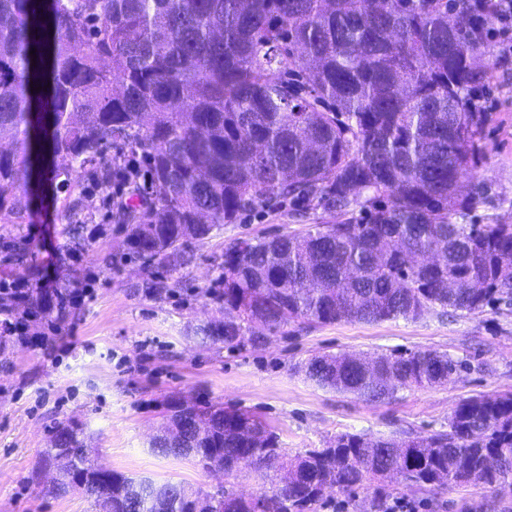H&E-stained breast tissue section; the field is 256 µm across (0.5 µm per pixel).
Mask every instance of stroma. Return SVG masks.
<instances>
[{
  "mask_svg": "<svg viewBox=\"0 0 512 512\" xmlns=\"http://www.w3.org/2000/svg\"><path fill=\"white\" fill-rule=\"evenodd\" d=\"M492 119L485 128L488 157L475 187L486 203L478 224H512V60L497 59L483 87ZM95 218L100 233L73 246L72 225ZM324 214L296 215L287 206L258 209L191 244L188 266H146L126 244V227L90 192L89 177L71 190L48 180L25 217L0 223V278L34 275L57 264L60 285L93 282L95 298L65 322L46 312L29 332L47 337L39 347L10 340L0 347V512H94L79 492L52 494L41 461L58 422L82 428L103 467L162 484L207 489L226 482L258 493V473L225 481L187 457L163 456L151 446L173 402L192 399L249 412L275 431L289 454L324 447L338 434L426 436L447 429L457 404L469 397L512 393V307L478 315L433 311L421 319L379 323H289L266 344L227 348L194 335L222 320L208 296L217 261L242 236L299 233ZM78 250V264L67 253ZM435 349L466 362L441 385L397 390L378 402L324 388L306 363L323 354L377 356ZM395 498L416 512H512V486L496 491L447 487L418 491L391 482Z\"/></svg>",
  "mask_w": 512,
  "mask_h": 512,
  "instance_id": "1",
  "label": "stroma"
}]
</instances>
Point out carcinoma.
<instances>
[{"label":"carcinoma","mask_w":512,"mask_h":512,"mask_svg":"<svg viewBox=\"0 0 512 512\" xmlns=\"http://www.w3.org/2000/svg\"><path fill=\"white\" fill-rule=\"evenodd\" d=\"M491 13L461 0H0V213L31 200L28 131L47 112L66 186L112 143L144 157L154 193L122 207L145 263L181 267L189 245L263 204L321 209L302 234L240 237L218 264L224 322L203 343L252 345L290 321L378 323L430 311L512 305V224H467L468 188L486 156L478 111L493 64ZM384 390L341 355L310 378L366 401L443 383L461 363L425 349L382 354ZM180 416L185 448L224 477L260 472L259 495L136 480L90 460L82 430L60 422L45 465L52 492L79 490L96 512H316L331 491L387 475L410 487L512 481V393L461 401L448 430L424 437L341 433L288 457L279 436L222 404Z\"/></svg>","instance_id":"1"}]
</instances>
